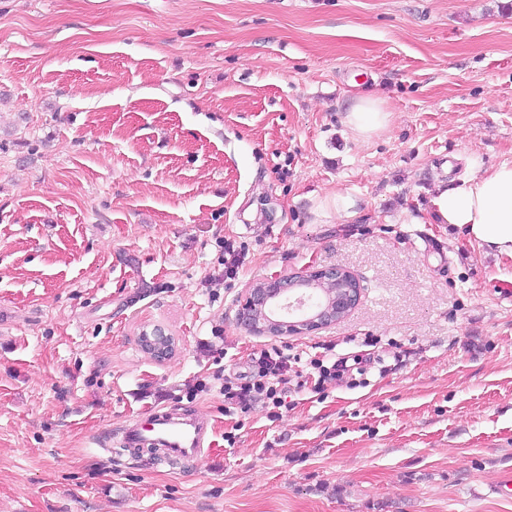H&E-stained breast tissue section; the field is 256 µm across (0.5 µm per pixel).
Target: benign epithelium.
<instances>
[{
	"label": "benign epithelium",
	"mask_w": 512,
	"mask_h": 512,
	"mask_svg": "<svg viewBox=\"0 0 512 512\" xmlns=\"http://www.w3.org/2000/svg\"><path fill=\"white\" fill-rule=\"evenodd\" d=\"M312 279L336 285V295L315 317L309 319L314 328L320 329L340 321L358 304L361 288L353 273L335 265L310 267L288 276L267 280L260 288L253 286L247 289L239 310L240 324L257 335L285 334L286 329L277 328V325L283 323L278 314L279 305L282 304L288 309L295 302L298 307H303L305 301L294 296L293 283ZM312 329H303L301 334H308ZM140 340L144 350L151 351V355L158 362L171 359L178 351L176 339L159 325L143 330Z\"/></svg>",
	"instance_id": "obj_1"
}]
</instances>
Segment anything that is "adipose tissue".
<instances>
[{"instance_id":"1","label":"adipose tissue","mask_w":512,"mask_h":512,"mask_svg":"<svg viewBox=\"0 0 512 512\" xmlns=\"http://www.w3.org/2000/svg\"><path fill=\"white\" fill-rule=\"evenodd\" d=\"M390 112L381 98H353L343 122L364 140L383 132ZM433 215L440 223L463 228L471 240L500 256L512 257V164L476 171L461 183L437 188Z\"/></svg>"}]
</instances>
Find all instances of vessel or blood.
I'll return each mask as SVG.
<instances>
[{"label": "vessel or blood", "mask_w": 512, "mask_h": 512, "mask_svg": "<svg viewBox=\"0 0 512 512\" xmlns=\"http://www.w3.org/2000/svg\"><path fill=\"white\" fill-rule=\"evenodd\" d=\"M210 425L194 414L175 408H150L127 426L120 442L124 448L152 445L163 449L172 459H190L208 453Z\"/></svg>", "instance_id": "vessel-or-blood-1"}]
</instances>
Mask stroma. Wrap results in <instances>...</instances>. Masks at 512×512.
<instances>
[{"mask_svg": "<svg viewBox=\"0 0 512 512\" xmlns=\"http://www.w3.org/2000/svg\"><path fill=\"white\" fill-rule=\"evenodd\" d=\"M507 2L0 0V512H512V258L430 216L512 162ZM360 93L391 114L368 141ZM318 265L358 278L349 316L240 325L247 288ZM275 348L282 418L225 414ZM314 358L352 371L316 393ZM159 406L212 451L121 450ZM390 119L391 114L383 100L373 94L354 97L343 113L344 124L363 140L383 132L389 126ZM139 337L141 340V342L139 340L140 346H143L144 350L150 353L158 362L171 359L178 351L176 339L166 333L165 329L159 325L153 326L150 330H143ZM148 350H151V352Z\"/></svg>", "mask_w": 512, "mask_h": 512, "instance_id": "obj_1", "label": "stroma"}]
</instances>
